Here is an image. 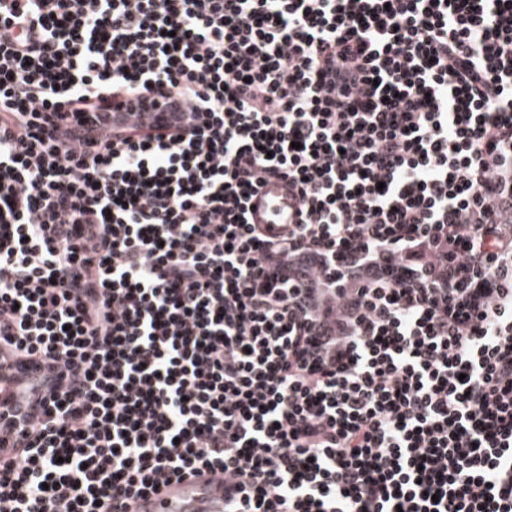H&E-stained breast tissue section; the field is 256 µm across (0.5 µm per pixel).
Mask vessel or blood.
Masks as SVG:
<instances>
[{
    "instance_id": "obj_1",
    "label": "vessel or blood",
    "mask_w": 512,
    "mask_h": 512,
    "mask_svg": "<svg viewBox=\"0 0 512 512\" xmlns=\"http://www.w3.org/2000/svg\"><path fill=\"white\" fill-rule=\"evenodd\" d=\"M288 183L273 180L262 187L250 203L255 224H290ZM135 512H224V475L216 472L170 484L159 493L139 499Z\"/></svg>"
}]
</instances>
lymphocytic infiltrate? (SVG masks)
<instances>
[{
	"label": "lymphocytic infiltrate",
	"mask_w": 512,
	"mask_h": 512,
	"mask_svg": "<svg viewBox=\"0 0 512 512\" xmlns=\"http://www.w3.org/2000/svg\"><path fill=\"white\" fill-rule=\"evenodd\" d=\"M0 358V512H512V0H0ZM293 204L288 197V182L271 180L262 187L250 203V220L252 224H294ZM135 512H224V474L172 483L159 493L139 499Z\"/></svg>",
	"instance_id": "lymphocytic-infiltrate-1"
}]
</instances>
